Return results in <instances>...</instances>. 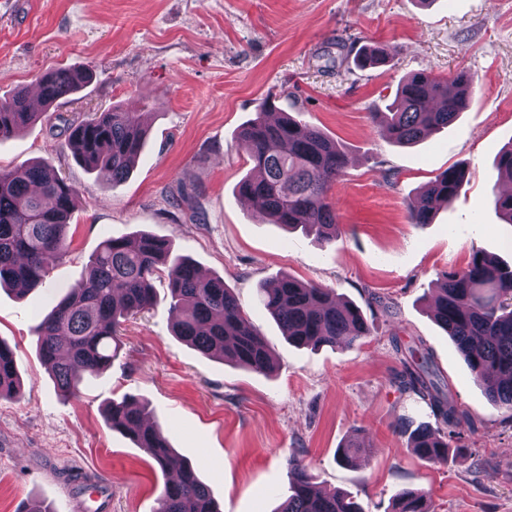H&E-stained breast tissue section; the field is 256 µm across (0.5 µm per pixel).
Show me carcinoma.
<instances>
[{"label": "carcinoma", "mask_w": 512, "mask_h": 512, "mask_svg": "<svg viewBox=\"0 0 512 512\" xmlns=\"http://www.w3.org/2000/svg\"><path fill=\"white\" fill-rule=\"evenodd\" d=\"M89 75L52 69L38 79L43 108L78 92ZM473 77L460 71L450 80L426 73L407 75L384 112L371 113L382 135L397 144H414L448 127L468 106ZM25 91L0 98V140L47 116L24 107ZM264 100L257 117L244 125L238 142L260 177L238 184L239 196L252 202L272 224L301 227L328 243L339 228L330 196L343 176L346 157L315 126L285 117L269 122ZM75 158L87 169L104 171L122 182L138 158L147 134L139 112L114 107L93 112L67 126ZM466 182V170L451 166L436 175L417 202L407 205L411 224L431 223L434 211L450 205ZM77 189L48 161L0 169V287L26 294L46 284L52 265L69 249L70 218ZM494 209L512 224V193L497 191ZM165 276L174 313V334L206 355L257 373L274 368L263 337L249 324L241 305L220 276H202L187 258L172 254L164 238L142 233L134 240L105 237L90 257L80 285L59 300L37 326L40 354L59 391L74 396L84 376L112 365L121 348L119 328L127 316L156 304L153 280ZM260 302L283 336L295 346L355 343L370 335L361 310L336 297L331 288L305 284L289 274L262 289ZM432 316L465 359L487 398L512 410V267L494 255L477 252L467 265L445 277L432 300ZM404 367L402 384L429 405L440 426L420 425L410 432L412 447L429 462L448 460V431L461 427L465 414L454 401L429 350L420 341L403 346L394 340ZM21 388L14 351L0 340V397ZM112 429L126 433L144 449L165 480L157 512H219L209 487L188 462L177 456L166 434L147 423L146 407L129 398L107 408ZM293 482L276 512H362L351 497L322 491L298 459H289ZM391 512H430L423 492L404 491L392 499Z\"/></svg>", "instance_id": "carcinoma-1"}]
</instances>
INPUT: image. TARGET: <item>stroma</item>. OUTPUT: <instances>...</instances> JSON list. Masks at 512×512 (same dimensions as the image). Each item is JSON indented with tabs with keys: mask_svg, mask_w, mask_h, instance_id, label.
Masks as SVG:
<instances>
[{
	"mask_svg": "<svg viewBox=\"0 0 512 512\" xmlns=\"http://www.w3.org/2000/svg\"><path fill=\"white\" fill-rule=\"evenodd\" d=\"M386 46L385 65H356ZM70 67L91 80L36 122L0 142V168L45 159L76 187L72 242L45 287L0 288V339L22 383L0 399V512L44 502L52 512H155L165 478L127 435L110 402L133 397L195 468L221 512H276L288 495L292 455L322 488L364 512H388L400 490L428 495L431 512H512V412L493 405L433 320L445 274L473 253L512 266V225L491 196L496 161L512 142V0H0V97L32 92L40 74ZM474 77L468 108L412 146L384 138L370 115L399 82L424 72ZM273 97L276 116L316 126L348 157L331 194L341 230L318 242L288 231L242 200L253 164L237 135ZM144 113L149 134L127 179L112 184L74 157L65 124L112 107ZM460 165L468 180L431 223L407 204L437 174ZM149 232L208 275L223 277L272 350L260 374L201 354L172 332L165 279L157 304L128 317L112 365L80 394L57 389L37 348L42 315L84 275L103 237ZM334 289L355 303L371 334L352 346L288 343L258 300L282 274ZM423 339L467 420L447 461L411 448L409 433L435 425L428 406L400 391L393 342ZM361 438L366 454L337 451Z\"/></svg>",
	"mask_w": 512,
	"mask_h": 512,
	"instance_id": "1",
	"label": "stroma"
}]
</instances>
